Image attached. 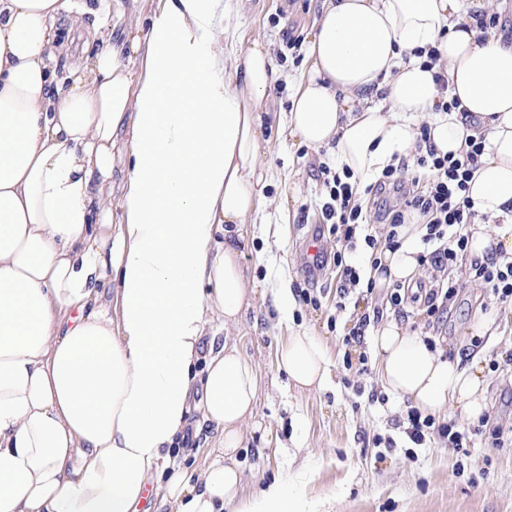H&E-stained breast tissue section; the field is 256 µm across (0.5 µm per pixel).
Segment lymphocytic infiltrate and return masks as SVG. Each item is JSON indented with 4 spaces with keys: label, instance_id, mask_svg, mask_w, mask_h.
Returning <instances> with one entry per match:
<instances>
[{
    "label": "lymphocytic infiltrate",
    "instance_id": "lymphocytic-infiltrate-1",
    "mask_svg": "<svg viewBox=\"0 0 512 512\" xmlns=\"http://www.w3.org/2000/svg\"><path fill=\"white\" fill-rule=\"evenodd\" d=\"M484 151V141L471 139L459 154H438L430 142L428 126H421L414 153L387 167L370 187L371 192L379 194L393 190L403 200L402 206L387 209L385 219L389 229L381 240L373 235L368 213L347 177L335 174L325 178L326 196L321 213L338 245L333 265L338 276L339 298H348L360 289L373 294L375 281L364 280L360 269L348 261L347 255L361 244L369 249L380 243L388 249L399 248L398 230L411 212L425 218L426 232L421 241L432 247L431 252L418 256L420 263L430 264L433 269L425 292L426 315L431 323H442L449 302L461 288L460 282L449 279L448 271L468 254L467 228L476 217L468 190ZM471 269L475 282L489 288L500 302L512 303V260L477 259L472 261ZM407 421L405 434L415 445L424 444L433 435L447 440L449 447L463 445L465 436L454 423H440L414 410L408 411Z\"/></svg>",
    "mask_w": 512,
    "mask_h": 512
}]
</instances>
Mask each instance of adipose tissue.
<instances>
[{
    "instance_id": "obj_1",
    "label": "adipose tissue",
    "mask_w": 512,
    "mask_h": 512,
    "mask_svg": "<svg viewBox=\"0 0 512 512\" xmlns=\"http://www.w3.org/2000/svg\"><path fill=\"white\" fill-rule=\"evenodd\" d=\"M238 3L164 0L144 22L124 0H0V512H138L150 489L170 512H308L280 481L245 497L236 464L262 380L221 333L254 293L241 257L266 203L262 111L275 80L269 43L229 23ZM489 7L325 0L279 127L333 147L360 190L421 126L444 154L484 139L469 188L481 258L512 256V37L477 28ZM87 13L111 16L124 38L102 35L60 85L63 36ZM420 48L438 64L425 66ZM451 99L459 111H439ZM121 141L115 200L103 188ZM424 232L402 226L401 247L366 276L412 282ZM372 346L389 392L479 420V355L461 366L391 320ZM277 365L305 391L324 387L330 360L312 331L294 329ZM194 415L208 433L179 448Z\"/></svg>"
}]
</instances>
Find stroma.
Segmentation results:
<instances>
[{
    "label": "stroma",
    "mask_w": 512,
    "mask_h": 512,
    "mask_svg": "<svg viewBox=\"0 0 512 512\" xmlns=\"http://www.w3.org/2000/svg\"><path fill=\"white\" fill-rule=\"evenodd\" d=\"M323 0H247L237 17L249 35L265 38L273 49L275 81L269 90L270 124L291 108L293 84L308 67V50L288 49L283 34L308 40ZM267 173V204L249 221L250 236L242 258L248 283L262 289L287 283L294 298L288 312L255 296L231 341L263 379L255 416L237 461L249 491L275 478L288 479V498L311 503L315 512H512V446L495 447V431L512 430V366L485 371L486 407L482 427L458 420L467 435L463 448L432 438L417 446L404 433L410 407L381 383L376 367L366 372L347 368L343 339L366 306L394 317L386 288L369 301L336 308V270L325 266L318 280L304 273V241L320 227L322 167L334 164L332 150H315L272 135L262 150ZM295 185L291 202H283L285 184ZM283 227L280 240L267 238L268 225ZM310 292L304 301L302 292ZM494 316V334L482 358L512 355V305L499 302L479 284H469L449 306L438 338L445 357L467 358L480 315ZM311 330L330 358L324 389L291 388L276 365V349L289 327Z\"/></svg>",
    "instance_id": "stroma-1"
}]
</instances>
